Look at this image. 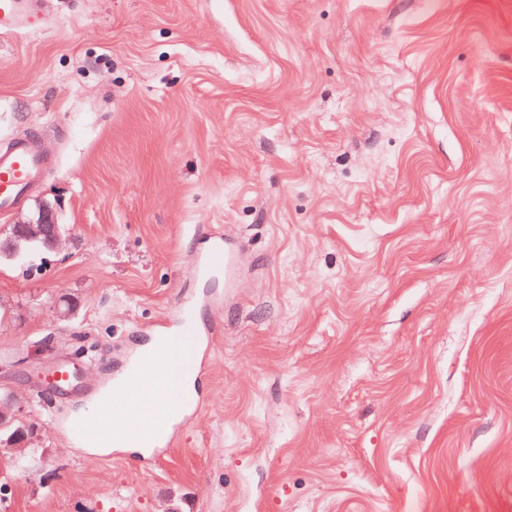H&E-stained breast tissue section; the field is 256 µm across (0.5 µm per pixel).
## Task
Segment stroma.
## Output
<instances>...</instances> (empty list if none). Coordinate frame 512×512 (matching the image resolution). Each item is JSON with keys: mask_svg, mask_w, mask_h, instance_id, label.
I'll list each match as a JSON object with an SVG mask.
<instances>
[{"mask_svg": "<svg viewBox=\"0 0 512 512\" xmlns=\"http://www.w3.org/2000/svg\"><path fill=\"white\" fill-rule=\"evenodd\" d=\"M20 131L54 163L0 237L46 202L67 245L0 260L6 512H512V0H41L0 34ZM192 305L175 447L91 456L75 421ZM242 251L234 246L224 235L214 236L212 244L204 256V266L208 271H224V281L234 287L237 280L239 261Z\"/></svg>", "mask_w": 512, "mask_h": 512, "instance_id": "obj_1", "label": "stroma"}]
</instances>
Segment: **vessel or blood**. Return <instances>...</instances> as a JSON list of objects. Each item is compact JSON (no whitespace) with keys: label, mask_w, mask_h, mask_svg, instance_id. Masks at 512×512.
I'll return each mask as SVG.
<instances>
[{"label":"vessel or blood","mask_w":512,"mask_h":512,"mask_svg":"<svg viewBox=\"0 0 512 512\" xmlns=\"http://www.w3.org/2000/svg\"><path fill=\"white\" fill-rule=\"evenodd\" d=\"M39 0H0V33L28 28L39 18ZM49 158L37 136L28 135L0 148V214L9 212L36 183ZM242 251L216 235L204 256L209 271H220L235 286ZM216 326L200 323L181 310L176 323L157 325V346L139 350L113 374L112 389L81 421L79 444L91 448L167 449L175 444V428L187 416L183 398L185 377L177 359L180 348L194 336H212ZM160 402L165 412L159 425L141 422L144 401Z\"/></svg>","instance_id":"b4317fda"}]
</instances>
